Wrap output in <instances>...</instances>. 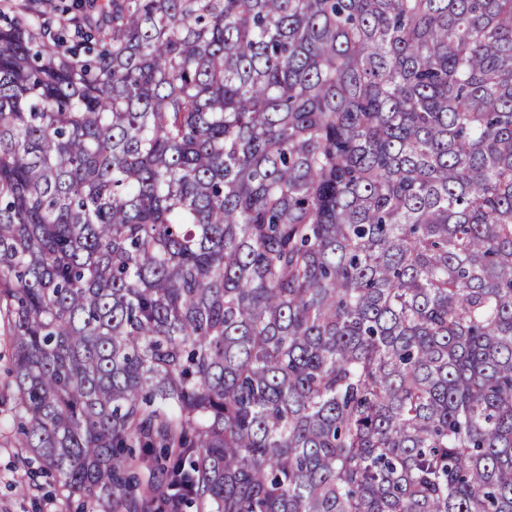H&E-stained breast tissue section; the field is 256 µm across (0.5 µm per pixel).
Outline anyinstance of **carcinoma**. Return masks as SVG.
Returning <instances> with one entry per match:
<instances>
[{
	"mask_svg": "<svg viewBox=\"0 0 512 512\" xmlns=\"http://www.w3.org/2000/svg\"><path fill=\"white\" fill-rule=\"evenodd\" d=\"M17 444L83 505L512 512V0H21Z\"/></svg>",
	"mask_w": 512,
	"mask_h": 512,
	"instance_id": "carcinoma-1",
	"label": "carcinoma"
}]
</instances>
